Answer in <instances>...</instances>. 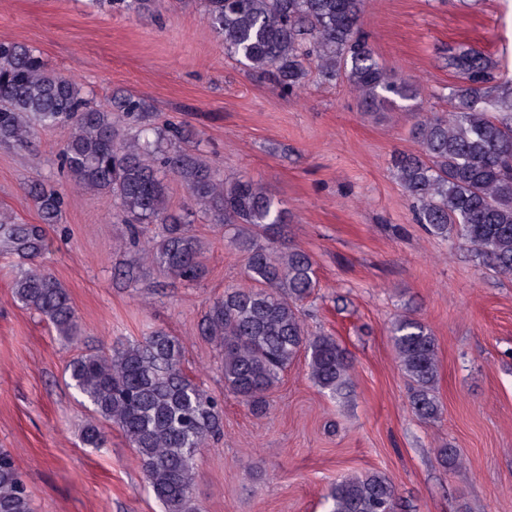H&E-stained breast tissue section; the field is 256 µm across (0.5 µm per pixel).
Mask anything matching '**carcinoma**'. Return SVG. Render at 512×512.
Masks as SVG:
<instances>
[{"label": "carcinoma", "instance_id": "cac0c4a2", "mask_svg": "<svg viewBox=\"0 0 512 512\" xmlns=\"http://www.w3.org/2000/svg\"><path fill=\"white\" fill-rule=\"evenodd\" d=\"M210 30L224 53L293 94L314 65L319 77L344 76L373 111L396 100L414 101L417 85L397 79L376 59L360 25L364 0H203ZM448 67L462 84L449 87L446 114L417 113L416 154L396 153L394 175L412 200L414 221L431 234L453 233L499 274L512 275V85L482 51L449 49ZM142 99L114 94L94 107L73 80L50 72L41 55L0 42V144L24 146L44 130L71 128L60 160L78 188L112 196L131 237L141 224L162 231L144 244L142 259L183 282L203 277L204 242L170 203V180L212 224L234 230L230 242L245 253L250 284L227 289L204 313L200 333L219 347L224 386L255 413L266 393L300 353L313 383L334 399L351 393L352 361L336 338L311 334L298 304L318 288L312 257L285 246L287 210L250 178L226 180L206 159L182 147L186 132L147 124ZM135 118L144 126L123 133ZM40 223L0 219V244L31 266L13 282L14 298L56 330L76 340L80 328L67 289L35 264L44 251L42 225L59 223L64 200L55 186L27 188ZM390 333L411 392L409 403L426 421L440 418L436 396L437 343L421 321L404 315ZM178 340L156 331L144 341L81 355L68 365L71 386L90 404L95 420L83 442L105 445L101 422L117 425L141 462L146 482L165 512H197L196 457L221 434L223 410L180 368ZM329 512H397L395 487L379 472L336 481ZM0 512H32L27 486L12 456L0 450Z\"/></svg>", "mask_w": 512, "mask_h": 512}]
</instances>
